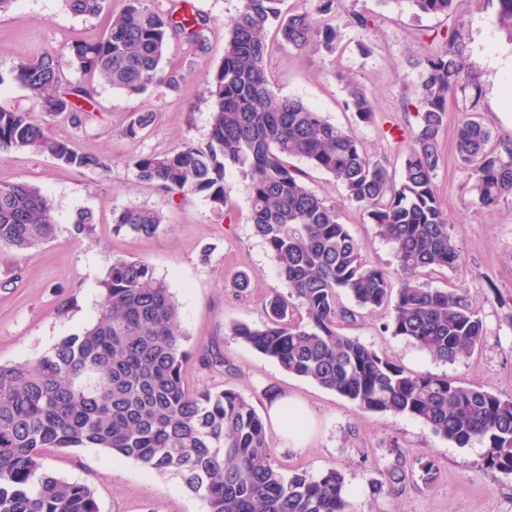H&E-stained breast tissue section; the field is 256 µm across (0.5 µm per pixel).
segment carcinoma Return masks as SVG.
<instances>
[{
	"mask_svg": "<svg viewBox=\"0 0 512 512\" xmlns=\"http://www.w3.org/2000/svg\"><path fill=\"white\" fill-rule=\"evenodd\" d=\"M76 15L112 12V0H65ZM283 0H238L224 22V59L207 76L212 102L206 143L185 142L130 159L136 177L183 200L202 195L224 216L226 172L249 179L254 231L267 245L287 295L266 303L260 325L237 323L233 335L284 370L336 393L358 409L405 414L460 448L484 444L483 466L512 474V395L465 385L446 375L413 373L359 339L338 321L356 310L391 309L386 329L449 363L470 359L486 329L480 310L461 288H430L418 273L453 270L462 260L458 240L434 176L448 97L476 88L465 75L457 33L448 48L425 56L419 123L400 178L371 158L355 132L302 100L275 92L266 72L275 29L281 43L332 53L339 41L335 0H317L320 18L284 12ZM421 14L461 13L463 0H407ZM496 21L512 38V0H498ZM210 19L194 12L160 13L146 0H125L122 12L95 41H75L68 63L82 78L68 81L53 51L19 62L10 80L24 88L49 116L79 125L91 104L96 78L130 95L165 84L177 87V71L165 67L172 35L202 48ZM344 108L363 123L374 113L367 90L347 84ZM154 113L134 114L125 133L139 137ZM457 160L473 181L479 204L496 205L512 195V141L494 140L475 119L461 121ZM31 151L66 169L107 170L104 156L79 152L49 134L34 113L0 106V153ZM301 161L339 184L346 200L363 212L393 246L400 276L369 264L361 244L339 221L336 206L307 184ZM90 211L70 227L76 239L90 234ZM164 223L160 211L127 207L114 218L116 231L151 236ZM47 198L24 181L0 185V249L25 252L55 237ZM97 317L80 335L61 339L34 362L0 363V512H99L93 489L48 472L55 448H103L157 473L178 476L201 496L208 512H348L343 474L304 471L285 476L276 464L266 424L243 394L225 388L194 391L182 372L188 356L179 332V308L166 282L138 260L117 258L101 281ZM348 296L354 308L340 305ZM301 311L291 325L288 314ZM436 480L430 455L406 460L397 453L387 469L389 485L406 479Z\"/></svg>",
	"mask_w": 512,
	"mask_h": 512,
	"instance_id": "carcinoma-1",
	"label": "carcinoma"
}]
</instances>
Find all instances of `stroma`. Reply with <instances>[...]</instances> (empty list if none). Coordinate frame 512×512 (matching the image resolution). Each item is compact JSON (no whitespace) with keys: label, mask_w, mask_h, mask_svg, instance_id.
I'll list each match as a JSON object with an SVG mask.
<instances>
[{"label":"stroma","mask_w":512,"mask_h":512,"mask_svg":"<svg viewBox=\"0 0 512 512\" xmlns=\"http://www.w3.org/2000/svg\"><path fill=\"white\" fill-rule=\"evenodd\" d=\"M149 4L161 13L190 7L211 20L204 47L179 36L169 40L167 60L183 76L180 87L157 86L129 95L98 83L81 125L60 117L44 119L51 133L80 151L108 157L110 169L64 170L52 159L27 151L0 157V184L24 181L38 188L57 224L55 238L46 244L26 252L0 250V363L36 361L62 338L82 333L99 311L100 282L113 260H141L165 279L179 305L183 347L189 353L183 371L192 389H235L262 415L270 395L283 393L310 414L312 423L299 446L288 443L275 425L267 427L284 474L340 470L349 491V512H512V475L483 467L480 443L460 448L435 436L418 419L360 411L334 392L288 374L233 336L236 323L261 324L266 301L286 291L271 252L254 233L246 181L237 173L227 174L230 199L220 217L198 195L171 201L139 181L128 160L207 141L212 103L205 77L224 58V23L238 2ZM123 5L124 0H112L111 14L88 18L72 13L64 0H15L0 13V74L6 77L0 105L36 110L27 91L9 81L11 70L43 51L63 56L73 41L98 39ZM498 8L497 0H464L461 14L448 18L415 13L407 0H336L341 41L335 53L276 44L266 68L275 91L302 99L331 121L353 128L369 154L397 174L411 145L424 80L414 60L443 48L445 34L459 31L466 70L478 90L448 99L435 183L463 259L456 269L428 276L426 282L432 288H464L480 310L486 338L468 361L444 363L385 331L388 317L383 310L358 314L355 321L343 323L342 331L406 370L512 395V196L491 209L480 206L455 152L456 130L466 117L478 119L498 137H512V107L501 105L504 84L512 78V42L497 28ZM354 13L368 17L367 28L348 25ZM350 81L369 92L373 122H358L345 110ZM144 109L155 112V122L130 139L125 128ZM307 182L336 205L340 222L360 242L367 261L395 271L391 244L346 201L343 189L315 169L309 170ZM128 206L162 212L158 232L149 237L115 232L113 217ZM83 210L92 211L96 222L87 238L76 240L70 226ZM243 272L251 284L241 291L236 279ZM211 349L223 354L224 367L202 362V353ZM400 451L409 457L432 455L437 479L425 484L413 478L400 488L387 487L385 470ZM45 465L58 477L90 485L100 512H208L206 501L177 477L99 448L57 449L48 453ZM376 485L381 493H373Z\"/></svg>","instance_id":"35a3bbf8"}]
</instances>
